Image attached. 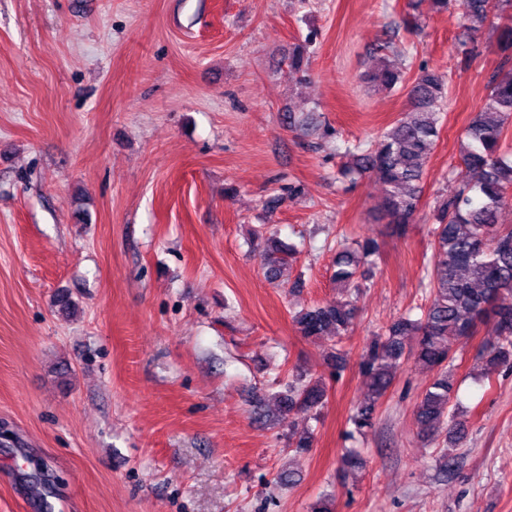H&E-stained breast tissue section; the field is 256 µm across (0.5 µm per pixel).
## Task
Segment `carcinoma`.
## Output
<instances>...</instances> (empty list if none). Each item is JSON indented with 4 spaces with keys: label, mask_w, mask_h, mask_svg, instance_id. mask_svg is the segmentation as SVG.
Returning a JSON list of instances; mask_svg holds the SVG:
<instances>
[{
    "label": "carcinoma",
    "mask_w": 512,
    "mask_h": 512,
    "mask_svg": "<svg viewBox=\"0 0 512 512\" xmlns=\"http://www.w3.org/2000/svg\"><path fill=\"white\" fill-rule=\"evenodd\" d=\"M464 26L477 33L496 17L502 50L512 49V0H461ZM373 87L392 91L403 83L401 71L386 57L367 75ZM409 96L413 109L402 114L393 127L370 148L352 154L345 176L369 174L383 194L377 205L380 217L399 236L406 235L419 211L421 183L426 165L440 137L439 115L433 106L448 96L447 86L433 71L422 68ZM512 123V77L491 80L482 111L465 130L461 153L471 178L455 187L434 208L432 235L436 260L426 270L428 304L421 317L401 315L362 353L360 368L367 397L353 410L349 421L356 431L372 426L379 401L392 386L402 365L436 371L416 408L421 438L445 437L459 447L468 437L464 413L451 410L455 391L450 370L453 360L449 339L471 336L478 323L493 321L497 341L479 355V374L489 380L502 368H512V226L499 223V214L512 191V154L501 151L506 127ZM377 251V243H337L334 280L344 297L332 304L313 306L294 316L303 336L342 338L357 318L361 269ZM413 348H408L410 343ZM327 391L318 379L288 384L280 400L282 416L308 412L325 403Z\"/></svg>",
    "instance_id": "1"
}]
</instances>
